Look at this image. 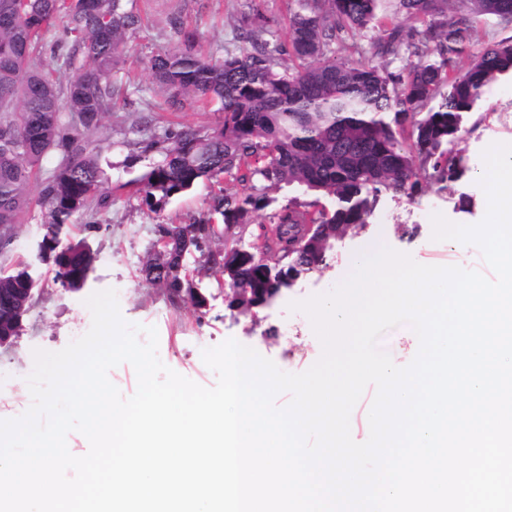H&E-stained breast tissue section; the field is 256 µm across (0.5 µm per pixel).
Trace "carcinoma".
Listing matches in <instances>:
<instances>
[{"label":"carcinoma","instance_id":"cac0c4a2","mask_svg":"<svg viewBox=\"0 0 512 512\" xmlns=\"http://www.w3.org/2000/svg\"><path fill=\"white\" fill-rule=\"evenodd\" d=\"M297 2L287 44L263 37L267 18L257 11L237 27L244 51L222 61L199 56L197 32L176 13L169 18L178 44L156 55L151 67L164 108L216 105L224 121L211 131L188 127L135 142L160 159L130 184L142 204L157 211L222 175L244 185L240 194L217 186L212 210L222 223L249 224L268 209L275 230V246L263 245L261 262L217 245L223 229L213 224L158 225L141 276L174 289V305L202 307L198 281L219 271L224 279L218 287L245 289L233 306L246 315L291 288V278L325 265L327 241L365 228L383 194L415 197L434 184L458 181L467 162L453 145L464 114L480 107L487 86L512 76V38L472 56L464 71L455 65L473 17L512 25V0H398V12L425 23L415 38L393 21L377 23L380 0ZM140 21L128 0H0V225L14 229L31 204L38 205L44 216L38 247L50 251L45 264L64 288L84 287L94 269L87 240L67 239L65 227L106 203L105 172L88 139L112 111V74ZM55 25L61 36L52 52L75 71L65 83L40 63L42 35ZM375 25L382 34L371 41L370 54L415 58L406 75L327 59L338 45L360 53L347 37ZM51 154L58 163L34 200L31 184ZM284 184L322 194L331 204L315 213L277 208L272 192ZM308 224L318 225L319 238L304 259L296 244ZM193 252L201 260L189 277L185 259ZM26 282L37 283L28 261L0 269V288Z\"/></svg>","mask_w":512,"mask_h":512}]
</instances>
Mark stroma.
<instances>
[{
  "mask_svg": "<svg viewBox=\"0 0 512 512\" xmlns=\"http://www.w3.org/2000/svg\"><path fill=\"white\" fill-rule=\"evenodd\" d=\"M255 3L269 20L267 39L287 43L288 14L295 8V0H152L147 17L128 40L123 66L112 77L115 107L103 122L102 136L91 142L106 173L104 190L112 197L111 205L94 216L101 226L89 240L96 254L94 270L87 285L72 292L55 283L51 267L38 265L43 293L13 347L0 350V420L18 418L32 404L26 379L33 370L34 349L59 351L89 331L92 316L85 301L97 291L115 290L122 318L142 328L137 335L139 342L147 340L145 328H156L158 356L165 366L211 387L216 384L217 375L203 362L202 351L231 338L254 348L284 372L309 369L319 359L322 346L308 316L290 310V302L335 289L345 281L354 257L373 244L409 254L423 265L458 266L493 277L481 249L461 251L452 242L432 240L431 217L440 213L465 225L484 219L487 198L480 184V174L485 170L482 154L491 144H512L510 80L490 86L481 109L465 117L458 147L467 158L468 170L459 181L447 189L433 185L412 199L383 197L366 231L338 242L328 268L299 279L264 309L260 325H250L248 319L226 308L224 293L218 290L214 278L203 279L200 284L201 293L208 299L207 307L201 310L188 303L173 306L164 289L142 281L140 268L158 226L207 220L211 195L209 184L201 183L172 199L162 210H149L128 183L155 162L156 156L140 153L134 148V141L166 128L211 130L224 120L223 113L210 109L163 110L151 64L157 53L176 44L167 17L179 12L184 24L196 29L202 53L220 61L225 55L240 53L242 45L235 37V27L250 14ZM465 196L470 199L466 205L461 202ZM40 236L41 212L34 205L16 224L13 249L0 256V266L20 258L35 259ZM377 346L402 367L415 357L419 340L412 328L403 323L383 332Z\"/></svg>",
  "mask_w": 512,
  "mask_h": 512,
  "instance_id": "stroma-1",
  "label": "stroma"
}]
</instances>
